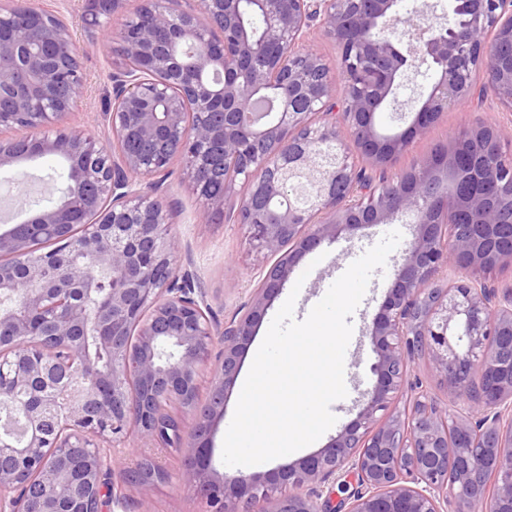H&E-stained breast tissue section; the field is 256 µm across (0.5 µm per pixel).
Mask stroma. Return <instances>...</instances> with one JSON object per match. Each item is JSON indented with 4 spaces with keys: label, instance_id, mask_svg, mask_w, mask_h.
Wrapping results in <instances>:
<instances>
[{
    "label": "stroma",
    "instance_id": "stroma-1",
    "mask_svg": "<svg viewBox=\"0 0 512 512\" xmlns=\"http://www.w3.org/2000/svg\"><path fill=\"white\" fill-rule=\"evenodd\" d=\"M31 4L40 10L60 15L68 23L74 41L81 46L84 88L73 109L72 118L88 126L101 141H108L111 137L106 123V112L112 97L110 74L119 64L118 57L106 41L108 21L89 25L85 20V0H31ZM434 77L433 71L425 69L402 87L399 91L401 110L387 107L379 112L376 117L378 130L395 133L404 129L420 107V96L427 93ZM477 121L512 127V112L449 108L429 137L414 143L409 155L398 161V169H406L413 156L434 150L449 134ZM19 168L27 172L31 184L24 193L8 182L6 173L0 172V219L11 224L23 221L35 209L55 203L54 195L35 191L34 186L40 182L52 183L67 171L63 158L55 155L20 163ZM167 184L165 197L173 204L171 233L182 254L183 265L198 276L202 288H205L215 322L224 323L247 301L265 261L250 249L245 227L219 220L209 224L198 222L197 214L202 203L193 192L182 165H175ZM395 230L401 232L403 244L410 241L409 224L398 221L392 225L360 228L352 234L341 235L335 241L324 242L316 250L304 254L294 269L295 275L305 278L301 289L285 284L280 300L274 301L268 309L247 349L244 367H251L272 320L282 306L283 298L295 297L293 316L295 320H304L352 262ZM403 244L389 254L387 266L373 272L365 296L350 318L353 333L345 352L344 373L347 395L331 404L330 410L337 418L336 423L314 445L304 447V454L322 448L330 437L341 432L356 418L370 397L375 383L372 366L376 355L368 336V327L385 299L391 284V264L401 258ZM183 456V451L157 449L152 442L133 434L122 448L119 460L127 465L149 457L169 471V480L152 487L149 493L152 512H203L204 506L193 488L182 483L177 476Z\"/></svg>",
    "mask_w": 512,
    "mask_h": 512
}]
</instances>
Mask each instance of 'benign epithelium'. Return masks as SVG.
I'll return each mask as SVG.
<instances>
[{
	"label": "benign epithelium",
	"mask_w": 512,
	"mask_h": 512,
	"mask_svg": "<svg viewBox=\"0 0 512 512\" xmlns=\"http://www.w3.org/2000/svg\"><path fill=\"white\" fill-rule=\"evenodd\" d=\"M243 0H139L133 24L111 31L122 63L112 73L108 127L117 149L69 121L84 77L69 26L15 0L0 15V169L46 154L67 160L58 201L0 233V512H102L133 492L147 509L155 480L141 462L112 459L134 432L181 447V428L160 429L154 410L174 402L197 416L180 478L209 512H317L323 489L347 468L359 489L345 512H445L448 488L466 512H512V284L450 280L448 272L512 267V132L477 124L398 175L389 171L454 106L492 103L512 112V0H458L436 26L400 0H256L250 32ZM123 0H88L92 20ZM411 28L399 47L398 25ZM340 50L333 69L314 48ZM193 49L181 61L169 44ZM436 78L411 123L393 137L377 112L399 107L402 77L421 65ZM485 89L475 93L478 76ZM345 84L341 102L334 89ZM277 111L248 112L265 89ZM190 161L199 222L221 216L247 228L252 250L273 261L248 301L216 331L207 293L182 270L161 190L174 161ZM225 172L224 193L207 176ZM477 179L501 191L448 189ZM93 214L79 226L77 213ZM411 218L414 233L372 320L376 382L356 419L323 448L265 473L212 467L211 425L259 324L299 259L339 232ZM52 237L36 252L32 242ZM111 284L100 293L96 270ZM111 352L100 372L87 337ZM222 362L208 396L201 375L215 345ZM418 356L465 395L449 413L416 399L392 410Z\"/></svg>",
	"instance_id": "obj_1"
}]
</instances>
